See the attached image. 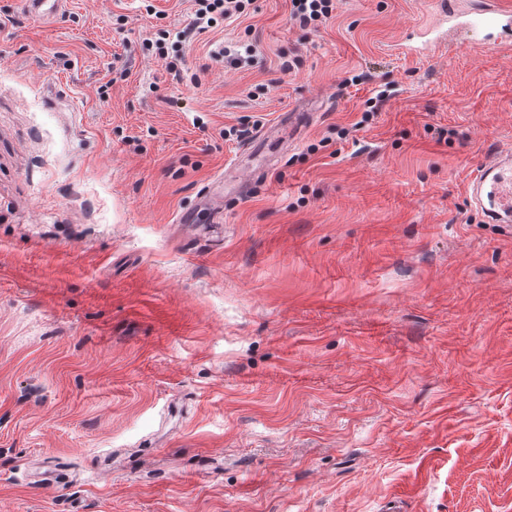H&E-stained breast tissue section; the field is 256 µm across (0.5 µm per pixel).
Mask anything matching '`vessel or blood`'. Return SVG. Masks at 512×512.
I'll use <instances>...</instances> for the list:
<instances>
[{"instance_id": "1", "label": "vessel or blood", "mask_w": 512, "mask_h": 512, "mask_svg": "<svg viewBox=\"0 0 512 512\" xmlns=\"http://www.w3.org/2000/svg\"><path fill=\"white\" fill-rule=\"evenodd\" d=\"M29 17L51 21L66 12L68 0H23ZM440 24L463 33L485 48L512 39V6L503 0H435ZM470 201L488 222H512V153L499 154L480 166L468 185Z\"/></svg>"}]
</instances>
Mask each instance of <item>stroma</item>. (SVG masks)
Returning <instances> with one entry per match:
<instances>
[{
	"label": "stroma",
	"mask_w": 512,
	"mask_h": 512,
	"mask_svg": "<svg viewBox=\"0 0 512 512\" xmlns=\"http://www.w3.org/2000/svg\"><path fill=\"white\" fill-rule=\"evenodd\" d=\"M333 5L0 0V512H512V43ZM29 17L41 21H51L66 12L67 0H23ZM196 17L199 23L211 26L218 18L229 19L245 13L252 0H195ZM332 2V0H291V17L303 26L316 27L332 17ZM470 202L492 224L512 221V153H500L480 166L468 185Z\"/></svg>",
	"instance_id": "1"
}]
</instances>
